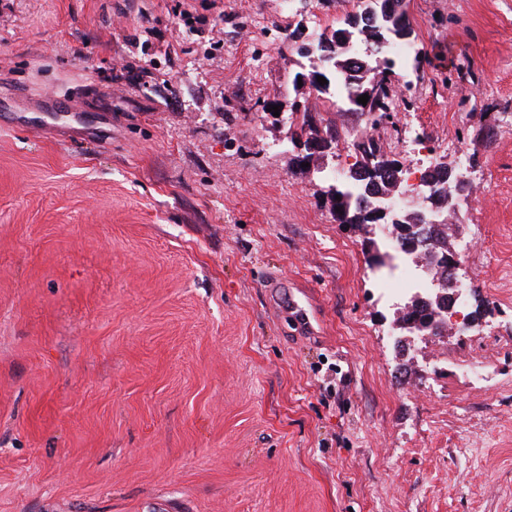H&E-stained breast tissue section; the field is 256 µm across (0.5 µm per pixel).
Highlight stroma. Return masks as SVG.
<instances>
[{"instance_id":"1","label":"stroma","mask_w":512,"mask_h":512,"mask_svg":"<svg viewBox=\"0 0 512 512\" xmlns=\"http://www.w3.org/2000/svg\"><path fill=\"white\" fill-rule=\"evenodd\" d=\"M358 8L0 0V512H512V0H406L374 132L473 185L429 344L262 109Z\"/></svg>"}]
</instances>
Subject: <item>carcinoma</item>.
Masks as SVG:
<instances>
[{"mask_svg":"<svg viewBox=\"0 0 512 512\" xmlns=\"http://www.w3.org/2000/svg\"><path fill=\"white\" fill-rule=\"evenodd\" d=\"M403 0H362L359 11L347 16L343 25L332 32L321 31L308 36L296 48L297 54L316 59V65L306 73L295 74L298 78H312L319 75L327 80L324 85L314 87L315 98L325 102L328 112H356L367 117L370 126L388 124L395 107L388 72L393 70L394 61L385 56L386 49L399 44L411 35V28L402 5ZM347 34L350 47L343 56L330 55L328 42L337 33ZM368 95L366 105L357 98ZM290 112L299 115L297 129L291 133L290 142L304 141V148L295 155L296 165L310 163L318 157L319 144L316 137L323 132L329 135L328 143L337 146L342 134L333 120L315 126L313 121L319 112L308 105L291 103ZM353 146L360 159L342 177L340 182L329 185L325 191L333 209L335 220L352 230L363 225L389 224L391 220L380 216L382 207L375 196L388 193L395 170L400 162L388 156L377 145L374 137L364 135L354 139ZM457 171L445 164L431 170L428 177L442 191L453 185ZM445 298L434 294L424 305L402 314L398 322L406 330L417 334L415 324H422L431 317L430 310L441 308Z\"/></svg>","mask_w":512,"mask_h":512,"instance_id":"cac0c4a2","label":"carcinoma"}]
</instances>
